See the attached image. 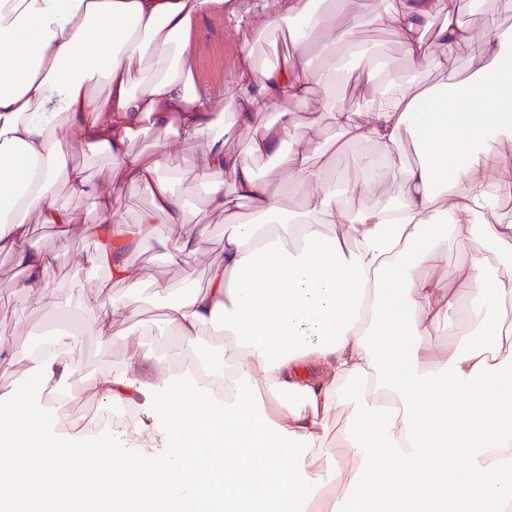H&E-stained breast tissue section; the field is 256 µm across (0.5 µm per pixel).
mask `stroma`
<instances>
[{
	"instance_id": "obj_1",
	"label": "stroma",
	"mask_w": 512,
	"mask_h": 512,
	"mask_svg": "<svg viewBox=\"0 0 512 512\" xmlns=\"http://www.w3.org/2000/svg\"><path fill=\"white\" fill-rule=\"evenodd\" d=\"M365 34L371 43L377 45L380 58L388 68V77H406L409 63L400 38L390 30L376 26L367 27ZM240 46L241 37L235 23L226 14L210 12L198 18L193 25V65L187 78L189 89L210 96L215 101L227 102L238 89ZM457 56L459 65L456 69L424 70L422 82L425 88L439 91L474 77L480 62L472 56L470 48L460 46ZM364 66V60L352 59L344 84H336L328 89L314 86L313 97L329 98L331 103L351 112H366L375 90L361 78ZM210 139V134L205 133L191 141L171 143L166 173L174 178L178 193L195 214L194 223L183 225L181 233L193 236L199 229L207 231L200 251L187 263H168L156 240L167 236L170 227L160 224L155 229L154 238L143 241L128 256L135 271L134 280L119 281L113 279L107 269L91 266L86 258L97 246V226L105 222L96 202L91 199L76 211L75 221L68 228L43 224L36 219L30 222L29 246L57 257L52 270L54 287L49 306L37 307L21 301L19 285L23 275L13 256L0 252V342L9 348L7 354L0 355V386L27 389L28 382L21 364L25 352L47 329L80 326L90 320V313L82 305L83 296L98 292L114 298L136 295L140 312L135 319L114 324L110 335L105 337L85 333L71 355V362L77 370L74 377L76 406L68 411V425L73 431H82L84 412L99 406L98 401L85 389L87 380L125 360L129 352L127 336L139 332L144 342L152 341L154 332L164 324L170 293L206 286L209 265L222 256L225 221L224 216L210 210L205 196L202 173ZM225 149L241 159L250 160L259 178L278 196L284 210L294 212L305 205L307 187L276 176L275 159L251 158L248 133H239L228 140ZM70 161L84 167L89 177L111 188L125 222H134L142 211L151 208V196L142 188L113 174L105 155L91 154L78 144L73 148ZM416 162L412 138L404 136L400 146L385 158V177L376 180L369 193L350 198L349 206L357 209L383 204L387 199L390 176Z\"/></svg>"
}]
</instances>
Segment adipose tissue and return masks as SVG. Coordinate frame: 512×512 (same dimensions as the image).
Returning <instances> with one entry per match:
<instances>
[{"mask_svg":"<svg viewBox=\"0 0 512 512\" xmlns=\"http://www.w3.org/2000/svg\"><path fill=\"white\" fill-rule=\"evenodd\" d=\"M456 0H404L373 21L396 33L414 69L458 65L469 45L483 66L459 91L430 94L415 77L382 82L364 117L330 109L328 130L291 140L292 122L255 126L254 115L286 99L314 105L313 85L340 78L335 60L314 68L305 53L276 66L241 51L239 88L219 123L208 98L185 83L194 21L225 12L246 32L295 23L297 43L371 55L342 0H0V252L23 274L26 301L44 302L55 256L28 244L29 217L70 224L87 199L113 218L111 249L90 255L113 277L131 278L126 254L154 226L190 224L193 213L151 162L130 151L149 126L177 140L221 127L208 144L207 203L226 215L223 256L207 287L169 300L166 356L134 352L116 372L88 380L103 407L128 405L136 429L156 440L134 450L109 432L70 434L66 406L43 382L71 390L67 357L75 331L57 332L49 355L24 358L27 392L0 387V512H512V277L488 272V245L512 243L496 219L512 192L501 154L512 144V38L496 20L462 25ZM105 82L99 96L91 87ZM58 99L62 118L47 113ZM249 132L256 157H275L311 193L284 211L245 160L224 143ZM411 133L420 156L392 178L388 205L349 209L368 182L330 185L334 162L371 175L380 159L335 155L334 144L382 150ZM105 154L112 170L154 199L136 223L117 220L111 191L70 162L73 141ZM291 149H284V142ZM65 179L68 206L54 197ZM248 200L254 224L231 221ZM464 262L447 280L424 275L448 247ZM464 281L459 294L453 281ZM91 330L108 335L133 319L136 297L89 295ZM463 318L456 342L437 337ZM221 329V342L201 338ZM222 379L214 397L208 381ZM352 406L351 453L328 447L329 422Z\"/></svg>","mask_w":512,"mask_h":512,"instance_id":"ef3b65f1","label":"adipose tissue"}]
</instances>
